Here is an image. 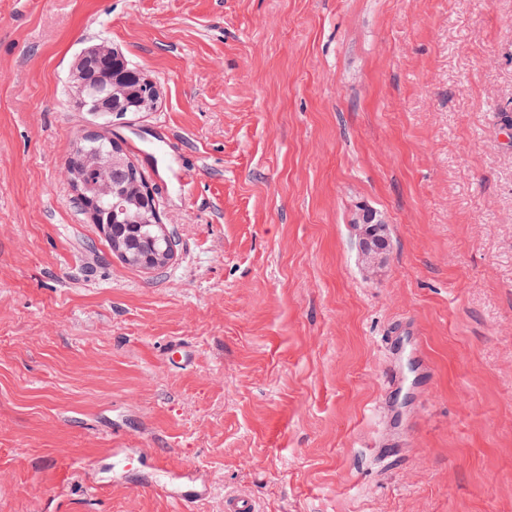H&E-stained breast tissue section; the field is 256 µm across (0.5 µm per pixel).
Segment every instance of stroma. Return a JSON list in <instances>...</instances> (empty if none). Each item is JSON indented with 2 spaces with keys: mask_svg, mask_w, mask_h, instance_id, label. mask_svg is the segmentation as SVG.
<instances>
[{
  "mask_svg": "<svg viewBox=\"0 0 512 512\" xmlns=\"http://www.w3.org/2000/svg\"><path fill=\"white\" fill-rule=\"evenodd\" d=\"M101 41L162 88L112 124L161 268L113 254L65 170ZM411 331L432 379L394 392ZM229 493L512 512V0H0V512ZM354 224L359 235L362 258L370 269L375 270L384 261L390 248L389 236L380 235L378 231L382 220L376 211L363 205L359 208Z\"/></svg>",
  "mask_w": 512,
  "mask_h": 512,
  "instance_id": "obj_1",
  "label": "stroma"
}]
</instances>
